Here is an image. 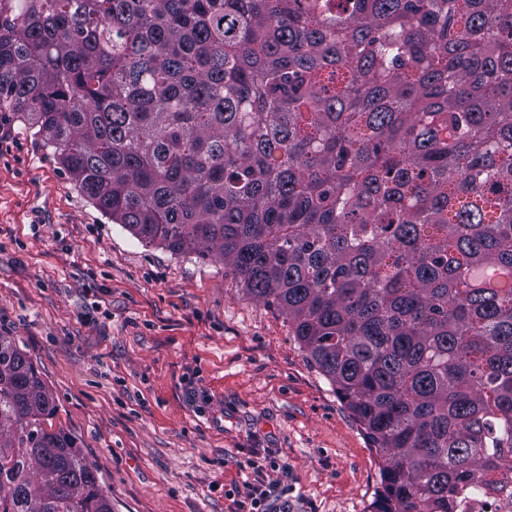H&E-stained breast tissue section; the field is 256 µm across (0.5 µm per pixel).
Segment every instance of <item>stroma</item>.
Masks as SVG:
<instances>
[{"label": "stroma", "instance_id": "stroma-1", "mask_svg": "<svg viewBox=\"0 0 512 512\" xmlns=\"http://www.w3.org/2000/svg\"><path fill=\"white\" fill-rule=\"evenodd\" d=\"M0 138V334L113 512H234L250 459L288 512H373L382 459L277 308L222 263L112 223L32 129Z\"/></svg>", "mask_w": 512, "mask_h": 512}]
</instances>
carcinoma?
I'll use <instances>...</instances> for the list:
<instances>
[{"label":"carcinoma","instance_id":"carcinoma-1","mask_svg":"<svg viewBox=\"0 0 512 512\" xmlns=\"http://www.w3.org/2000/svg\"><path fill=\"white\" fill-rule=\"evenodd\" d=\"M0 113L288 316L375 512L512 498V0H0ZM56 415L0 336V512H112Z\"/></svg>","mask_w":512,"mask_h":512}]
</instances>
